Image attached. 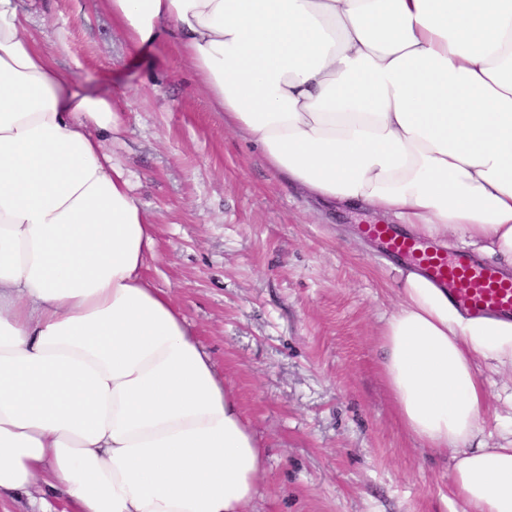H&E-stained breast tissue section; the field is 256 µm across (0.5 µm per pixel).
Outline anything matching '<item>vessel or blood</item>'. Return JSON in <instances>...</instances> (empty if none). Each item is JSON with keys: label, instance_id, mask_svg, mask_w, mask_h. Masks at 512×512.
Here are the masks:
<instances>
[{"label": "vessel or blood", "instance_id": "1", "mask_svg": "<svg viewBox=\"0 0 512 512\" xmlns=\"http://www.w3.org/2000/svg\"><path fill=\"white\" fill-rule=\"evenodd\" d=\"M364 233L381 241L395 255L407 257L449 297L474 316L497 315L512 319V276L481 260L473 252L453 254L394 231L389 224H367Z\"/></svg>", "mask_w": 512, "mask_h": 512}]
</instances>
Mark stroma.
Returning a JSON list of instances; mask_svg holds the SVG:
<instances>
[{"label": "stroma", "instance_id": "stroma-1", "mask_svg": "<svg viewBox=\"0 0 512 512\" xmlns=\"http://www.w3.org/2000/svg\"><path fill=\"white\" fill-rule=\"evenodd\" d=\"M27 34L123 123L104 141L155 227L145 274L182 308L267 449L245 512H462L453 462L403 428L381 333L403 261L273 174L175 46L144 54L99 0H46ZM483 440L512 427V368L481 365Z\"/></svg>", "mask_w": 512, "mask_h": 512}]
</instances>
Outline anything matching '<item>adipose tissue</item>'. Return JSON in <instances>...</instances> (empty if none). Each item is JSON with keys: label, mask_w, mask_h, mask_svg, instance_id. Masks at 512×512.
Segmentation results:
<instances>
[{"label": "adipose tissue", "mask_w": 512, "mask_h": 512, "mask_svg": "<svg viewBox=\"0 0 512 512\" xmlns=\"http://www.w3.org/2000/svg\"><path fill=\"white\" fill-rule=\"evenodd\" d=\"M134 51L170 40L277 176L416 239L512 266V0H101ZM82 95L0 0V512H244L266 450L182 310L144 275L153 225ZM382 331L405 429L451 455L463 512H512V441L480 439L512 320L408 271Z\"/></svg>", "instance_id": "1"}]
</instances>
